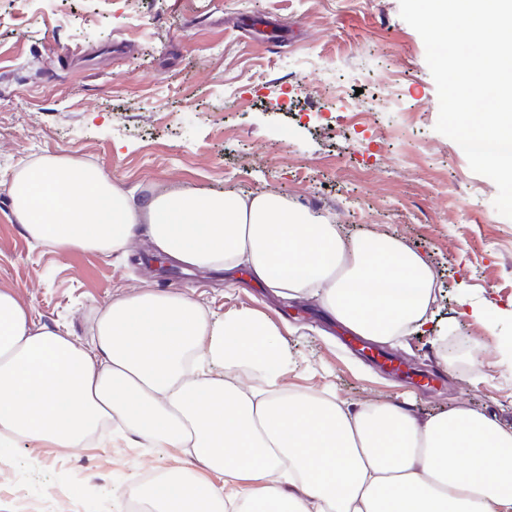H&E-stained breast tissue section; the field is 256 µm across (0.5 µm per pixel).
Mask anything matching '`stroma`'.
<instances>
[{
	"instance_id": "35a3bbf8",
	"label": "stroma",
	"mask_w": 512,
	"mask_h": 512,
	"mask_svg": "<svg viewBox=\"0 0 512 512\" xmlns=\"http://www.w3.org/2000/svg\"><path fill=\"white\" fill-rule=\"evenodd\" d=\"M436 85L399 0H0V180L45 156L102 170L138 200L176 190L272 192L335 221L345 242L402 240L440 294L426 333L368 358L312 300L276 298L247 267L53 251L0 190V289L37 320L89 336L102 308L150 288L215 315L250 308L280 329L289 389L418 416L460 404L512 426V219L495 183L438 133ZM472 303L475 316L464 309ZM467 333L477 350L445 351ZM178 465L119 438L0 451V512L16 486L48 512H126L142 474Z\"/></svg>"
}]
</instances>
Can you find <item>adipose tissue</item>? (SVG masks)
<instances>
[{
  "mask_svg": "<svg viewBox=\"0 0 512 512\" xmlns=\"http://www.w3.org/2000/svg\"><path fill=\"white\" fill-rule=\"evenodd\" d=\"M4 188L16 223L58 252L124 253L146 235L199 269L247 267L285 300L312 299L364 338L390 343L432 320L436 278L400 239L345 245L332 220L272 194L159 193L136 201L100 170L47 156ZM288 350L264 315L216 318L143 289L112 299L92 335L37 323L0 290V449L85 445L101 422L132 448L187 467L148 493L155 512H512V427L470 407L420 418L289 391Z\"/></svg>",
  "mask_w": 512,
  "mask_h": 512,
  "instance_id": "adipose-tissue-1",
  "label": "adipose tissue"
}]
</instances>
